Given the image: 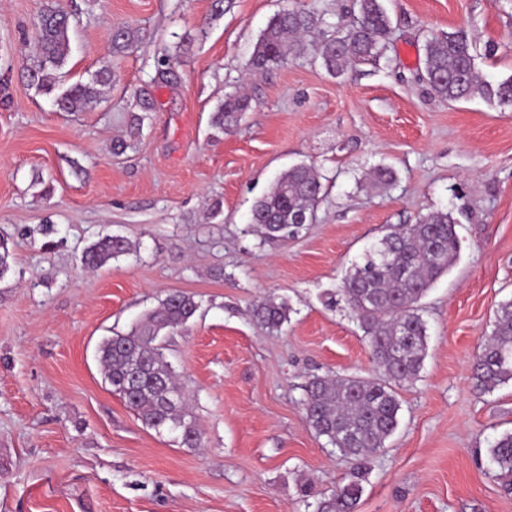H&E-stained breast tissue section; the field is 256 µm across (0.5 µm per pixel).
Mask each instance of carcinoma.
<instances>
[{"mask_svg":"<svg viewBox=\"0 0 512 512\" xmlns=\"http://www.w3.org/2000/svg\"><path fill=\"white\" fill-rule=\"evenodd\" d=\"M351 24L324 35L317 56L334 77L348 68L379 59L390 39L391 18L383 0H356ZM323 19L311 11L292 6L276 13L260 33L249 59L250 71L262 73L305 49V37ZM70 17L48 8L37 24L36 64L30 81L39 90L55 93L54 102L63 112H82L100 100L102 87L112 82V73L99 71L92 81L60 86L57 70L69 48ZM139 39L136 30L117 26L112 30V52L123 53ZM477 46L463 31L430 34L425 42L426 75L433 93L446 101H469L480 97L503 104L512 96V77L491 83L476 70ZM251 109V99L237 92L224 97L213 113L212 125L228 131ZM376 186L389 189L397 176L390 167L372 171ZM324 196V185L314 167L297 164L281 174L269 192L254 205L249 228L269 240H286L298 234L301 219L311 224ZM459 206L437 210L414 224H396L352 265L337 294L354 312L363 329L373 361L384 379H324L316 377L305 386V410L310 427L342 455L356 462L352 479L338 487L333 497L320 502L316 512H355L362 494L363 471L372 457L399 425L400 400L394 386L416 378L427 350V323L419 313V302L431 286L455 265L460 241L455 213ZM133 252L123 237L105 236L82 255L85 267L98 269L111 259ZM413 270L411 277L403 269ZM200 304L184 292L171 293L139 325L126 333H115L100 342L97 355L104 381L112 393L141 417L156 433H175L180 443L193 448L202 433L186 411L185 396L167 361L162 339L186 327ZM252 317L271 332L288 322L284 302L267 297L251 307ZM141 369L132 393L125 384L133 368ZM476 376L488 390L512 380V300L500 305L493 330L474 363ZM490 464L502 491L512 495V432L498 436L488 448Z\"/></svg>","mask_w":512,"mask_h":512,"instance_id":"1","label":"carcinoma"}]
</instances>
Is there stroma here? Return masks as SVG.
Instances as JSON below:
<instances>
[{
  "label": "stroma",
  "instance_id": "35a3bbf8",
  "mask_svg": "<svg viewBox=\"0 0 512 512\" xmlns=\"http://www.w3.org/2000/svg\"><path fill=\"white\" fill-rule=\"evenodd\" d=\"M294 4L333 29L353 18L354 0H224L219 15L213 0H0V512H315L355 463L310 428L304 388L383 376L330 295L387 225L460 205L459 258L420 302L423 367L396 387L399 426L356 512H512L487 459L512 431V381L488 391L473 370L512 300V106L441 101L424 57L429 32L462 29L486 80L512 76V0H385L393 31L376 63L334 77L310 41L249 74L259 34ZM48 5L71 16L64 84L112 71L85 111H58L28 81ZM118 25L139 32L120 55ZM238 90L250 111L216 132ZM298 163L322 176L316 221L285 242L247 233L254 203ZM380 164L393 189L364 182ZM105 235L136 249L85 269ZM176 291L200 303L168 352L197 448L146 427L95 358ZM267 296L290 307L281 332L251 317Z\"/></svg>",
  "mask_w": 512,
  "mask_h": 512
}]
</instances>
